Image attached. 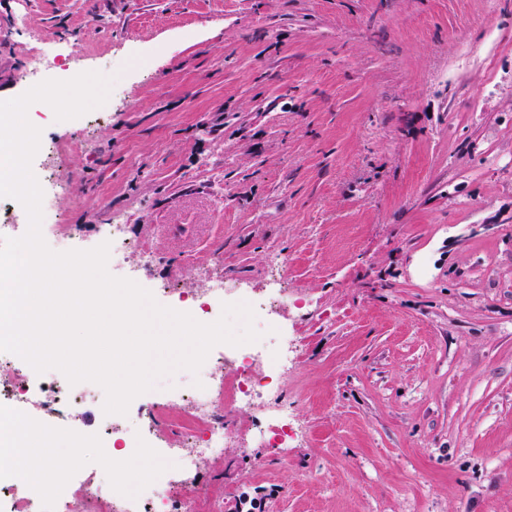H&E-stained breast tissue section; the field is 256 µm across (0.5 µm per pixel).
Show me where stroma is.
<instances>
[{
    "mask_svg": "<svg viewBox=\"0 0 512 512\" xmlns=\"http://www.w3.org/2000/svg\"><path fill=\"white\" fill-rule=\"evenodd\" d=\"M2 27L0 100L47 31L113 79L84 126L39 116L63 231L125 224L159 287L289 260L305 432L251 444L269 404L240 409L196 512H512V0H0Z\"/></svg>",
    "mask_w": 512,
    "mask_h": 512,
    "instance_id": "1",
    "label": "stroma"
}]
</instances>
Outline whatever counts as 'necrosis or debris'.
Segmentation results:
<instances>
[{"label":"necrosis or debris","instance_id":"1","mask_svg":"<svg viewBox=\"0 0 512 512\" xmlns=\"http://www.w3.org/2000/svg\"><path fill=\"white\" fill-rule=\"evenodd\" d=\"M107 268L116 277L149 287L153 256L143 252L136 265L127 254L134 244L122 225H113ZM163 296L170 308L190 313L196 320L212 323L227 303L247 302L255 313L253 325L261 338L239 347L215 346L198 372L199 385L179 392L161 393L159 398L139 405L135 414L105 415L95 431L81 427L83 409L94 405L101 410L104 400L91 382L69 384L57 370L39 374L20 357L0 352V447L17 448L19 460L0 464V512H73L83 502L84 512H188L192 501L205 494L204 485L193 482L191 474L207 461L223 454L225 440L233 436V423L241 404L266 397L271 380L288 368V357L296 345L279 322L280 308L290 297L288 260L273 258L268 286L257 295L238 288L231 273L210 276L202 287L170 288ZM179 400L197 422L187 437L189 452L172 447L169 434L156 414L157 408ZM53 419L57 435L66 437L72 449V479L60 482L53 502H46L38 480L26 472V457L40 454L34 436L46 419ZM93 453L102 467L103 478H82L84 457ZM165 455L166 466L139 483L137 496L124 494L125 475L115 457L133 458Z\"/></svg>","mask_w":512,"mask_h":512}]
</instances>
